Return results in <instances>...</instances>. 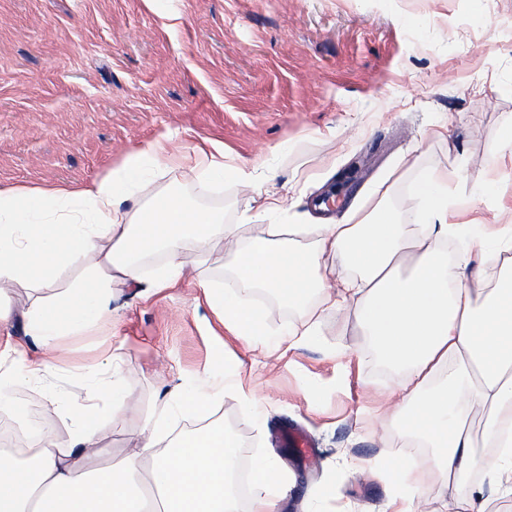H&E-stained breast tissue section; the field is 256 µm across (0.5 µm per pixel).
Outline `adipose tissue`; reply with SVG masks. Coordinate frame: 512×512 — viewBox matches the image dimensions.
<instances>
[{"label":"adipose tissue","instance_id":"obj_1","mask_svg":"<svg viewBox=\"0 0 512 512\" xmlns=\"http://www.w3.org/2000/svg\"><path fill=\"white\" fill-rule=\"evenodd\" d=\"M171 135L135 149L107 173L79 185L54 184L0 191V327L21 316L40 350L10 360L0 351V410L9 408L7 387L42 379L51 369L59 339L93 330L112 317L114 287L158 293L176 287L186 273L184 253L224 244L233 274L223 287L205 289L208 306L246 345L262 342L265 322L245 304L246 293L268 288L298 307L319 294L328 308H353L380 359L407 375L392 392L402 409L406 436L433 451L424 468L397 453L382 454L385 469L402 483L394 512H426L433 494L441 512H488L512 497V273L499 277L482 303L461 287L472 251L512 254V225L496 240L473 235L456 258L441 245L458 233L449 223L446 177L428 176L414 191L421 221L405 224L390 212L387 183L375 185L366 206L340 224H309L303 231L270 225L264 235L243 237L223 217L190 207L179 196L153 195L177 155ZM154 196L153 207L126 211L125 202ZM163 253L164 272L144 281L140 257ZM340 256L356 268L337 276L325 259ZM82 267L81 279L59 287L62 273ZM53 289L14 312L11 288ZM447 381L431 386L442 368ZM236 374L214 376L207 386L186 383L170 390L164 416L153 422L121 462L99 459L105 422H91L89 400L73 402L65 439H47L25 457L0 455V512H238L228 473L237 443L223 429L204 428L169 437L185 410L239 392ZM485 414L482 437L469 428L472 413ZM495 452L480 481L468 480L480 441ZM256 493L249 512H279L288 476L273 457L252 465Z\"/></svg>","mask_w":512,"mask_h":512}]
</instances>
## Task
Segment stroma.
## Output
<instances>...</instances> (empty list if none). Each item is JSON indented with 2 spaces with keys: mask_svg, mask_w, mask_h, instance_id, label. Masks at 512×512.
<instances>
[{
  "mask_svg": "<svg viewBox=\"0 0 512 512\" xmlns=\"http://www.w3.org/2000/svg\"><path fill=\"white\" fill-rule=\"evenodd\" d=\"M169 131L185 152L223 141L226 167L248 165L281 197V213L250 216L232 176L207 183L175 164L157 181L247 237L271 223L343 221L389 172L394 213L412 219L414 186L444 173L450 221L477 218L493 235L512 222V156L500 150L512 133V0H0V190L91 180ZM184 259L177 287L121 289L110 324L61 337L46 377L11 389L15 420L38 417L66 437L70 401L94 378L110 381L128 393L126 412L103 399L92 412L109 422L104 459L117 461L167 390L235 369L263 418L228 395L173 432L220 423L244 463L276 456L291 476L280 512H389V479L351 462L403 452L400 417L384 410L396 375L353 310L252 297L270 332L320 320L315 339L270 357L211 333L219 322L203 287L231 276L229 253ZM108 344L122 356L111 368ZM292 427L310 435L309 454L281 441Z\"/></svg>",
  "mask_w": 512,
  "mask_h": 512,
  "instance_id": "35a3bbf8",
  "label": "stroma"
}]
</instances>
